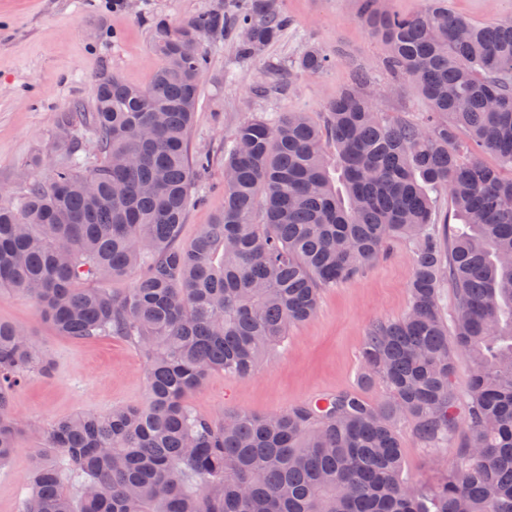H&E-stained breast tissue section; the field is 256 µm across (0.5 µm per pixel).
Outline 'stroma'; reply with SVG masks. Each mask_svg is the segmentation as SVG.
Listing matches in <instances>:
<instances>
[{
  "label": "stroma",
  "instance_id": "35a3bbf8",
  "mask_svg": "<svg viewBox=\"0 0 512 512\" xmlns=\"http://www.w3.org/2000/svg\"><path fill=\"white\" fill-rule=\"evenodd\" d=\"M246 0H0V198H17L19 174L34 159L48 176L57 158V121L70 103L94 105L92 81L101 72L126 83L148 85L159 60L151 50V24H179L214 11L232 19ZM289 20L280 36L257 56L241 57L240 33L228 27L204 40L208 64L190 147L212 162L192 192L181 241L190 244L203 225L224 207V147L248 118L286 112L308 113L322 122L324 107L352 83L356 73L371 77L376 110L420 118L430 104L404 77L385 68L387 51L359 17L360 0H278ZM449 9L476 24L512 21V0H448ZM310 48L329 66L300 74L296 62ZM412 252L389 241L364 272L323 289L316 314L288 328L285 342L272 349L250 377L216 372L191 393L188 404L213 417L228 411L279 413L322 393L354 391L372 403L384 400L381 383L360 381L359 352L370 326L402 318L410 307ZM0 322L25 327L48 354L51 376L33 375L13 393L11 412L21 427L47 426L77 413L109 412L143 404L147 361L127 341L102 336L76 340L60 335L38 315L26 296L0 289ZM405 472L415 485H431L442 475L438 455L420 447L401 429ZM39 446L21 434L13 457L0 466V512H20Z\"/></svg>",
  "mask_w": 512,
  "mask_h": 512
}]
</instances>
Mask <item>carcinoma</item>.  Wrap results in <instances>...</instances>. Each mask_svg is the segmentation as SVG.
<instances>
[{
	"instance_id": "cac0c4a2",
	"label": "carcinoma",
	"mask_w": 512,
	"mask_h": 512,
	"mask_svg": "<svg viewBox=\"0 0 512 512\" xmlns=\"http://www.w3.org/2000/svg\"><path fill=\"white\" fill-rule=\"evenodd\" d=\"M362 16L430 115L384 120L359 75L323 125L304 112L243 122L224 148V209L190 245L180 231L210 157L191 153L189 135L203 40L224 30L217 12L156 22L150 84L97 77L93 111L60 117L50 176L26 170L21 196L0 201V288L32 299L64 336L119 337L147 360L144 405L30 429L60 464L37 457L21 512H512V177L464 158L471 142L512 171V22L477 25L446 0L410 16L362 0ZM238 26L249 58L288 18L277 0H250ZM328 63L309 49L297 68ZM442 192L462 224L446 258ZM390 239L413 246L410 309L375 323L360 350L361 380L384 384L383 402L341 391L322 406L220 418L187 404L213 372L249 377L323 289L370 267ZM123 277L132 286L112 292ZM457 351L473 366L463 394ZM51 369L26 329L0 323V464L20 432L14 389ZM402 426L424 448L453 450L437 486L403 476Z\"/></svg>"
}]
</instances>
